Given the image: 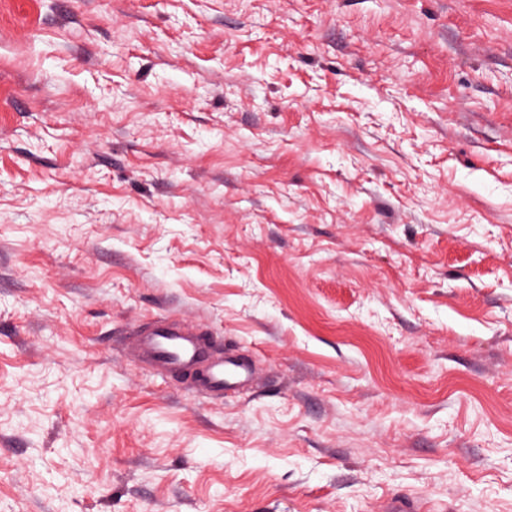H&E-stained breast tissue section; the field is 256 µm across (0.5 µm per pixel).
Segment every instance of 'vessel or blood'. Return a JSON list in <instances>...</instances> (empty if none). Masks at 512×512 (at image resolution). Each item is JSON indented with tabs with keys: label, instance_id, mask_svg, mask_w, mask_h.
Instances as JSON below:
<instances>
[{
	"label": "vessel or blood",
	"instance_id": "b4317fda",
	"mask_svg": "<svg viewBox=\"0 0 512 512\" xmlns=\"http://www.w3.org/2000/svg\"><path fill=\"white\" fill-rule=\"evenodd\" d=\"M135 358L163 374L192 377L215 398L254 381L251 365L239 355L218 350L203 331L166 319L138 331Z\"/></svg>",
	"mask_w": 512,
	"mask_h": 512
}]
</instances>
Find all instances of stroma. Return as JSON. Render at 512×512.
I'll return each mask as SVG.
<instances>
[{
  "label": "stroma",
  "mask_w": 512,
  "mask_h": 512,
  "mask_svg": "<svg viewBox=\"0 0 512 512\" xmlns=\"http://www.w3.org/2000/svg\"><path fill=\"white\" fill-rule=\"evenodd\" d=\"M396 496L512 512V0H0V512ZM135 360L170 376L188 374L204 393L221 398L228 389L254 382L251 365L218 350L207 333L177 321L158 319L136 333Z\"/></svg>",
  "instance_id": "obj_1"
}]
</instances>
